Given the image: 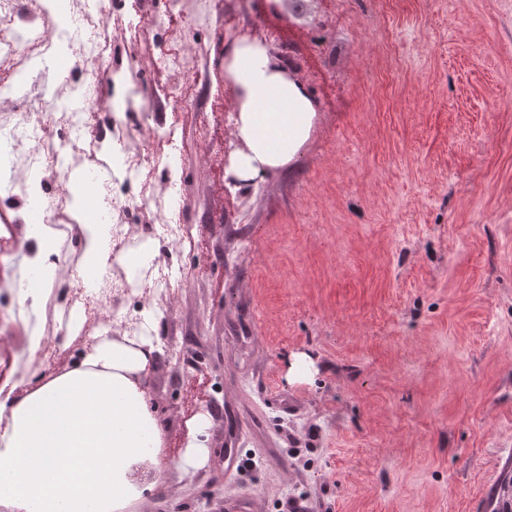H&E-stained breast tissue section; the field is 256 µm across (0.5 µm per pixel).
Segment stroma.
I'll return each mask as SVG.
<instances>
[{
  "label": "stroma",
  "mask_w": 512,
  "mask_h": 512,
  "mask_svg": "<svg viewBox=\"0 0 512 512\" xmlns=\"http://www.w3.org/2000/svg\"><path fill=\"white\" fill-rule=\"evenodd\" d=\"M207 31L171 20L190 70L132 136L162 160L184 145L192 236L173 246V290L130 277L154 348L144 386L164 429L143 500L124 512H502L512 503V0H252L257 21ZM150 0H83L76 38L130 43L133 73L165 88V61L133 41ZM101 13L97 29L86 22ZM248 35L311 93L300 154L260 186L224 176L237 93L219 52ZM220 90L211 106L208 93ZM233 214L229 224L214 212ZM91 309L22 304L43 352L13 370L49 378L94 337L124 338ZM313 362L296 380V357ZM205 399L193 398L197 380Z\"/></svg>",
  "instance_id": "obj_1"
}]
</instances>
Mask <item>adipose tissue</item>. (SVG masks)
I'll return each mask as SVG.
<instances>
[{
	"mask_svg": "<svg viewBox=\"0 0 512 512\" xmlns=\"http://www.w3.org/2000/svg\"><path fill=\"white\" fill-rule=\"evenodd\" d=\"M223 55L224 77L237 91L234 135L243 145L227 174L253 183L298 154L315 108L263 41L240 37ZM83 230L80 272L97 274L110 258L131 272L143 264L140 250L111 255L105 225ZM152 357L149 343L100 336L72 369L0 397V507L122 512L141 499L134 467L156 462L163 443L141 381Z\"/></svg>",
	"mask_w": 512,
	"mask_h": 512,
	"instance_id": "adipose-tissue-1",
	"label": "adipose tissue"
}]
</instances>
